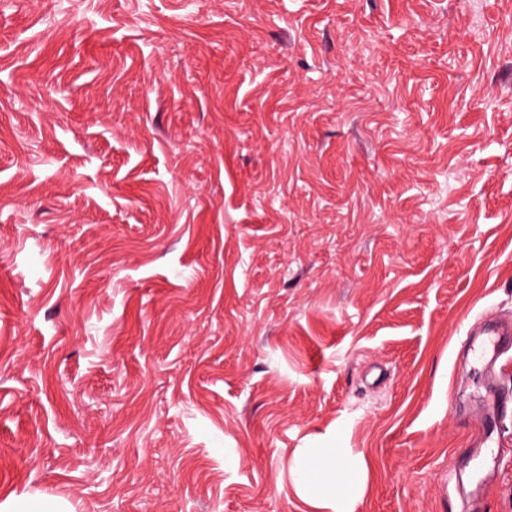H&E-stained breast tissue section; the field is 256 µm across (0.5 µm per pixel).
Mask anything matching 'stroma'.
<instances>
[{"label":"stroma","mask_w":512,"mask_h":512,"mask_svg":"<svg viewBox=\"0 0 512 512\" xmlns=\"http://www.w3.org/2000/svg\"><path fill=\"white\" fill-rule=\"evenodd\" d=\"M512 0H0V502L512 512ZM512 319L510 316L501 317L493 325L474 336H482L479 342L473 339L468 345L473 354L484 361L486 373H495L499 358L512 348ZM295 482L312 506L320 508L328 502L348 501L364 489L365 470L360 465H347L336 470V460L323 448H309L296 462ZM336 492H341L336 496Z\"/></svg>","instance_id":"stroma-1"}]
</instances>
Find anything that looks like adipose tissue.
<instances>
[{
  "label": "adipose tissue",
  "instance_id": "obj_1",
  "mask_svg": "<svg viewBox=\"0 0 512 512\" xmlns=\"http://www.w3.org/2000/svg\"><path fill=\"white\" fill-rule=\"evenodd\" d=\"M293 474L301 493L317 508L336 499H354L361 494L365 485L362 466L337 467L332 456L320 448L308 449L297 461Z\"/></svg>",
  "mask_w": 512,
  "mask_h": 512
}]
</instances>
